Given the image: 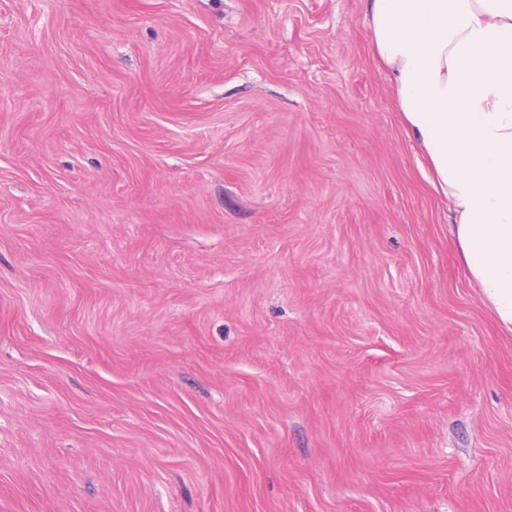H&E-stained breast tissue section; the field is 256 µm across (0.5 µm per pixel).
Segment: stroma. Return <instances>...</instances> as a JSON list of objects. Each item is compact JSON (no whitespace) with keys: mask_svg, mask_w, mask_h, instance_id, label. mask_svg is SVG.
<instances>
[{"mask_svg":"<svg viewBox=\"0 0 512 512\" xmlns=\"http://www.w3.org/2000/svg\"><path fill=\"white\" fill-rule=\"evenodd\" d=\"M369 5L0 0V512H512Z\"/></svg>","mask_w":512,"mask_h":512,"instance_id":"1","label":"stroma"}]
</instances>
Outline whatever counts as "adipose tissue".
Wrapping results in <instances>:
<instances>
[{"instance_id":"ef3b65f1","label":"adipose tissue","mask_w":512,"mask_h":512,"mask_svg":"<svg viewBox=\"0 0 512 512\" xmlns=\"http://www.w3.org/2000/svg\"><path fill=\"white\" fill-rule=\"evenodd\" d=\"M365 25L466 272L512 331V0H373Z\"/></svg>"}]
</instances>
